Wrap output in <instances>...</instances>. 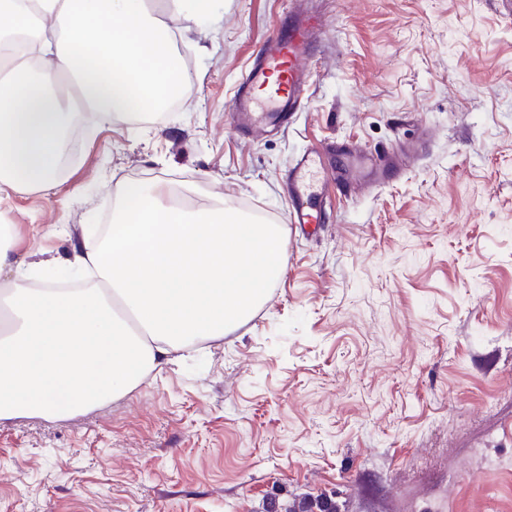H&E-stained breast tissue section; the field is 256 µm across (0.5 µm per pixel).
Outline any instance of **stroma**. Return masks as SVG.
Here are the masks:
<instances>
[{
  "label": "stroma",
  "mask_w": 512,
  "mask_h": 512,
  "mask_svg": "<svg viewBox=\"0 0 512 512\" xmlns=\"http://www.w3.org/2000/svg\"><path fill=\"white\" fill-rule=\"evenodd\" d=\"M190 97L73 129L71 177L13 192L14 257L65 259L39 228L111 221L130 182L284 229L267 301L126 397L0 422V512H512V0H186L171 16ZM318 17L301 108L254 137L230 108L291 13ZM427 135L388 184L325 186L326 223L288 219L307 149L381 156ZM265 512H338L336 503L305 495L295 497L287 505L271 501Z\"/></svg>",
  "instance_id": "obj_1"
}]
</instances>
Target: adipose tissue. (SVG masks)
<instances>
[{
  "label": "adipose tissue",
  "mask_w": 512,
  "mask_h": 512,
  "mask_svg": "<svg viewBox=\"0 0 512 512\" xmlns=\"http://www.w3.org/2000/svg\"><path fill=\"white\" fill-rule=\"evenodd\" d=\"M0 193L66 181L64 132L79 121L58 90L69 76L103 125L192 91L173 64L174 33L144 0H0ZM122 198L96 245L72 239L80 288L0 290V422L69 418L136 390L191 343L223 337L261 307L286 263L283 229L219 205H166L164 183Z\"/></svg>",
  "instance_id": "1"
}]
</instances>
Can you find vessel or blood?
<instances>
[{
	"instance_id": "obj_1",
	"label": "vessel or blood",
	"mask_w": 512,
	"mask_h": 512,
	"mask_svg": "<svg viewBox=\"0 0 512 512\" xmlns=\"http://www.w3.org/2000/svg\"><path fill=\"white\" fill-rule=\"evenodd\" d=\"M318 30L317 18L299 11L292 14L287 31L277 32L263 45L246 70L234 100L237 127L247 131L261 127L299 105L310 80L309 62ZM419 149L415 143L397 150L390 160L380 161L373 154L348 148L338 167L330 163L325 150L304 152L288 177L291 223L304 227L320 221L318 201L328 176L349 185L365 180L379 186L397 176L406 158Z\"/></svg>"
}]
</instances>
